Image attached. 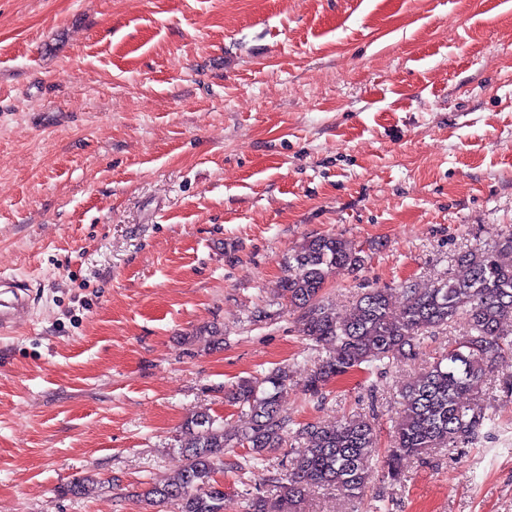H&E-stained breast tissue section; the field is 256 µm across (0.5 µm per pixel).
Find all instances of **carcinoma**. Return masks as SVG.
Wrapping results in <instances>:
<instances>
[{
  "label": "carcinoma",
  "mask_w": 512,
  "mask_h": 512,
  "mask_svg": "<svg viewBox=\"0 0 512 512\" xmlns=\"http://www.w3.org/2000/svg\"><path fill=\"white\" fill-rule=\"evenodd\" d=\"M454 263L457 274L430 288L402 285L398 315L386 288L362 293L343 315L323 303L331 275L364 265L360 251L336 236L305 241L282 281L283 295L299 312L303 335L325 350L302 383L304 394L311 397L355 370L374 374L412 359L426 338L460 317L466 319L465 334L449 343L448 351L401 393L384 460L387 476L395 483L405 478L404 458L478 439L493 422L481 398L482 387L512 357V230L490 249L457 253ZM289 381V370L278 367L225 391L227 402L248 408L247 426L233 436L208 412L192 416L184 424V465L172 476L149 482L142 502L156 509L172 505L175 512H225L224 487L214 474L224 468V451L233 442L246 449L240 468L270 472L268 482L279 490L273 500L259 492L250 495L244 512H295L314 488L350 497L362 493L378 447L373 417L356 416L332 426L306 423L295 429L281 404ZM293 440L303 446L282 473L269 464V454ZM96 485L93 477L85 476L71 482L65 494L84 498Z\"/></svg>",
  "instance_id": "obj_1"
}]
</instances>
